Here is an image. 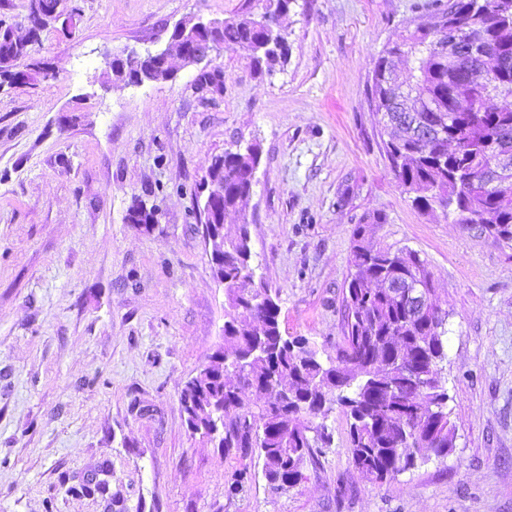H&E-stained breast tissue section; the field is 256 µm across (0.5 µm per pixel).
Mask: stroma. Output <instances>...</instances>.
<instances>
[{
    "instance_id": "stroma-1",
    "label": "stroma",
    "mask_w": 512,
    "mask_h": 512,
    "mask_svg": "<svg viewBox=\"0 0 512 512\" xmlns=\"http://www.w3.org/2000/svg\"><path fill=\"white\" fill-rule=\"evenodd\" d=\"M435 2L291 0L286 62L220 51L213 92L192 66L109 85L105 59L258 0H79L73 37L42 31L31 56L55 78L0 87V512H512V243L412 205L371 96L378 56ZM238 143L260 163L224 232L248 224L282 333L321 358L341 336L355 225L428 261L448 314V455L370 483L336 408L318 464L276 491L255 459L190 435L180 393L225 314L195 194ZM137 199L158 212L152 230L128 221ZM245 466L253 479L227 496Z\"/></svg>"
}]
</instances>
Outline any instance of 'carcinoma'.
<instances>
[{
	"label": "carcinoma",
	"mask_w": 512,
	"mask_h": 512,
	"mask_svg": "<svg viewBox=\"0 0 512 512\" xmlns=\"http://www.w3.org/2000/svg\"><path fill=\"white\" fill-rule=\"evenodd\" d=\"M291 0H265L260 14L242 13L224 22V48L248 53L271 69L287 60L288 46L276 19ZM382 51L373 69L372 97L380 122L390 130L386 142L398 185L420 211L441 210L454 219L463 211L478 217L480 230L512 242V182L504 190L477 189L473 178L497 157L498 129H512V108H491L481 96L512 97V0H448ZM28 38L15 36L0 19V75L13 87H33L50 74L38 62L19 68L46 23L29 10ZM483 31L490 54L479 57L461 44L443 53L436 45L448 30ZM413 60L405 82L396 76L402 60ZM415 95L399 99L402 84ZM479 100L466 123L455 113L460 99ZM456 143L460 153L448 152ZM224 218L239 213L252 188L258 148L226 150ZM252 251L248 227L224 238V346L210 356L211 374L198 373L184 385L180 402L191 435H199L225 454L256 455L262 474L275 489L294 487L306 464L317 465L318 449L330 444L321 423L333 406L349 422V453L361 477L382 484L425 459L431 451L448 454L454 427L448 394L440 377L445 359L447 315L433 303L407 309L405 293L419 284L434 293L428 264L407 248L373 243L356 225L344 296V328L336 359L324 362L303 337L280 329L277 294L250 280ZM255 392L261 403L242 405ZM248 468L227 484L236 494L251 481Z\"/></svg>",
	"instance_id": "carcinoma-1"
}]
</instances>
